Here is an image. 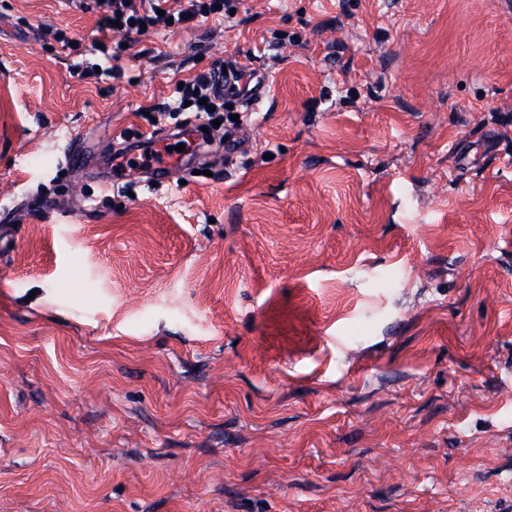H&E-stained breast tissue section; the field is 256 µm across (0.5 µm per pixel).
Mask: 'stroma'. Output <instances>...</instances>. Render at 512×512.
I'll return each instance as SVG.
<instances>
[{
  "instance_id": "1",
  "label": "stroma",
  "mask_w": 512,
  "mask_h": 512,
  "mask_svg": "<svg viewBox=\"0 0 512 512\" xmlns=\"http://www.w3.org/2000/svg\"><path fill=\"white\" fill-rule=\"evenodd\" d=\"M98 20L0 0V512H501L512 10L242 0L90 84ZM225 57L268 81L234 143L103 200L112 136Z\"/></svg>"
}]
</instances>
